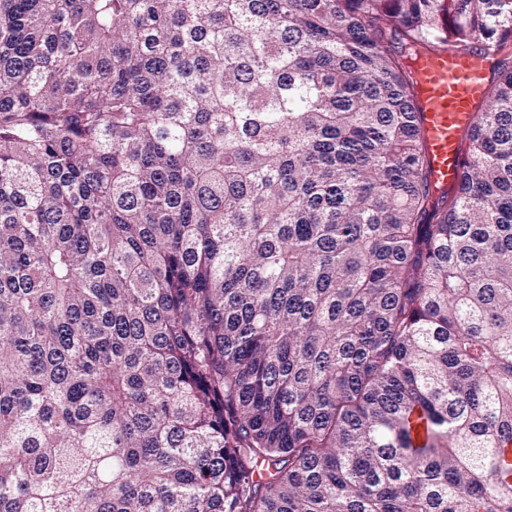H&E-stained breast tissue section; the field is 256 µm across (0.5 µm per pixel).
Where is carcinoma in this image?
I'll list each match as a JSON object with an SVG mask.
<instances>
[{
	"label": "carcinoma",
	"instance_id": "cac0c4a2",
	"mask_svg": "<svg viewBox=\"0 0 512 512\" xmlns=\"http://www.w3.org/2000/svg\"><path fill=\"white\" fill-rule=\"evenodd\" d=\"M511 447L512 0H0V512H512ZM495 61L494 53L469 48L421 51L411 61L417 121L425 134L431 179L439 193L458 183L462 138L482 104Z\"/></svg>",
	"mask_w": 512,
	"mask_h": 512
}]
</instances>
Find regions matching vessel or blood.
Segmentation results:
<instances>
[{
  "label": "vessel or blood",
  "mask_w": 512,
  "mask_h": 512,
  "mask_svg": "<svg viewBox=\"0 0 512 512\" xmlns=\"http://www.w3.org/2000/svg\"><path fill=\"white\" fill-rule=\"evenodd\" d=\"M495 61L489 51L453 48L423 51L411 62L417 121L425 134L431 179L438 191L458 183L462 138L482 104Z\"/></svg>",
  "instance_id": "obj_1"
}]
</instances>
